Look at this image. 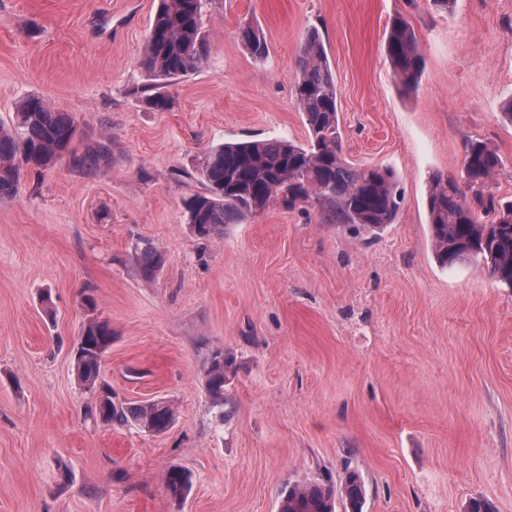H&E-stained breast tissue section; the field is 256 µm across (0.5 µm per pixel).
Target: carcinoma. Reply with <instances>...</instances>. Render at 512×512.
<instances>
[{"mask_svg": "<svg viewBox=\"0 0 512 512\" xmlns=\"http://www.w3.org/2000/svg\"><path fill=\"white\" fill-rule=\"evenodd\" d=\"M212 0H159L141 65L149 76L176 80L200 70L209 54L202 25ZM241 46L257 60L269 55L263 31L250 22L237 29ZM398 84L407 94L417 92L425 60L411 24L393 21L386 42ZM292 96L302 112L308 141L300 145L285 138L226 142L206 153L199 177L204 192L185 203L186 221L196 237L206 240L224 232L227 224L242 223L270 202L289 208L307 203L320 210L329 224L355 231H373L395 222L401 204L396 172L390 167L354 168L344 158L337 86L324 41L316 28L304 33L296 54ZM76 118L56 112L46 100L28 96L13 113L11 125H0V199L12 196L22 166L42 173L61 158L87 173L111 159L109 144L99 141L79 151L75 147ZM503 169L499 154L481 140L465 144L461 180L435 174L430 178L426 206L432 250L444 268L462 261L483 262L499 281L512 287V200L493 191ZM140 270L151 278L162 254L150 242L139 248ZM112 343L107 320L90 319L82 326L71 354L78 381L91 395L86 415L110 426H133L151 434L175 423L173 405L162 400L138 404L112 400V387L101 375L102 359ZM233 361L217 348L205 366V387L224 421V391ZM171 498L184 500L192 473L171 465L163 475ZM344 512H363L365 484L355 470L345 474L340 492L323 482H296L282 492L279 512H336V495Z\"/></svg>", "mask_w": 512, "mask_h": 512, "instance_id": "cac0c4a2", "label": "carcinoma"}]
</instances>
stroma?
Listing matches in <instances>:
<instances>
[{"label":"stroma","instance_id":"35a3bbf8","mask_svg":"<svg viewBox=\"0 0 512 512\" xmlns=\"http://www.w3.org/2000/svg\"><path fill=\"white\" fill-rule=\"evenodd\" d=\"M158 0H0V121L36 95L72 114L77 148L103 140L94 173L68 160L25 173L0 201V512H278L298 479L365 482L364 512H512V288L485 264L441 268L426 208L432 174L459 175L467 139L489 143L512 197V0H214L202 68L144 103L141 66ZM425 58L416 94L385 42L396 16ZM264 32L266 60L236 38ZM322 34L343 155L395 170L404 199L375 232L271 203L202 241L183 202L227 141L307 129L291 93L304 32ZM163 254L141 276L137 247ZM50 291L52 312L40 295ZM93 296L112 325L102 375L129 403L171 401L163 434L86 417L70 348ZM234 360L225 419L203 368ZM190 470L183 502L166 467Z\"/></svg>","mask_w":512,"mask_h":512}]
</instances>
